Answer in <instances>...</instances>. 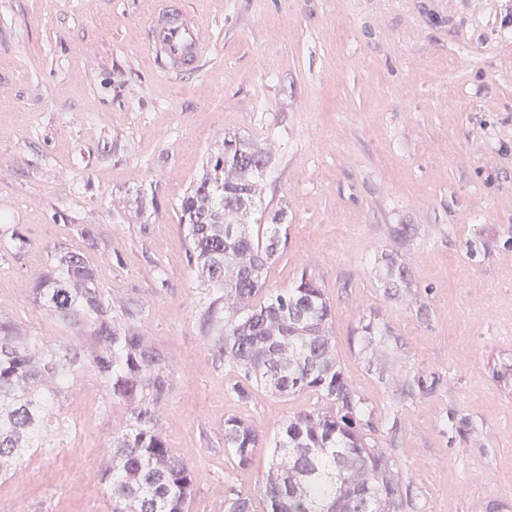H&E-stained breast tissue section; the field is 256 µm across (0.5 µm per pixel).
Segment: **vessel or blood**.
<instances>
[{"mask_svg": "<svg viewBox=\"0 0 512 512\" xmlns=\"http://www.w3.org/2000/svg\"><path fill=\"white\" fill-rule=\"evenodd\" d=\"M147 41L164 71L177 74L207 53L210 34L193 14L172 17L170 0H154Z\"/></svg>", "mask_w": 512, "mask_h": 512, "instance_id": "vessel-or-blood-1", "label": "vessel or blood"}]
</instances>
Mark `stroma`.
I'll return each mask as SVG.
<instances>
[{
	"mask_svg": "<svg viewBox=\"0 0 512 512\" xmlns=\"http://www.w3.org/2000/svg\"><path fill=\"white\" fill-rule=\"evenodd\" d=\"M214 35L199 68L163 73L147 45L151 0H0V317L50 322L29 290L57 245L90 227L114 299H138L174 391L159 426L193 470L187 512L261 500L273 451L238 467L236 415L269 439L316 394L231 393L199 314L178 204L225 134L268 143L262 201L288 209L270 292L313 272L333 309L336 359L365 400L401 479L404 512H512V0H180ZM413 224L396 244L390 229ZM416 294L388 298L384 255ZM426 315H419V305ZM388 327L386 377L369 370L358 324ZM438 378L401 399L405 378ZM59 448L27 453L0 480V512H111L85 458L130 413L92 370Z\"/></svg>",
	"mask_w": 512,
	"mask_h": 512,
	"instance_id": "obj_1",
	"label": "stroma"
}]
</instances>
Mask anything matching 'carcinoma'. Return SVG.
Here are the masks:
<instances>
[{
	"label": "carcinoma",
	"mask_w": 512,
	"mask_h": 512,
	"mask_svg": "<svg viewBox=\"0 0 512 512\" xmlns=\"http://www.w3.org/2000/svg\"><path fill=\"white\" fill-rule=\"evenodd\" d=\"M271 161L267 144L224 136L200 179L179 206L199 285L211 294L203 321L216 336L218 360L236 368L231 392L242 402L254 390L319 394L321 405L282 425L288 449L263 488L266 512H400L401 486L391 457L372 439V412L349 385L333 354L332 309L319 278L303 272L285 292L258 296L281 258L284 208L258 207ZM84 246H59L31 293L60 335L34 336L0 318V478L21 455L46 447L62 431L60 403L85 368L114 404L130 409L103 460L112 512H185L193 471L173 454L159 429L174 383L163 348L139 324L137 302L114 305ZM381 287L392 299L415 287L408 265L385 256ZM121 310L122 318L112 315ZM263 435L238 416L224 420V450L245 467Z\"/></svg>",
	"instance_id": "carcinoma-1"
}]
</instances>
